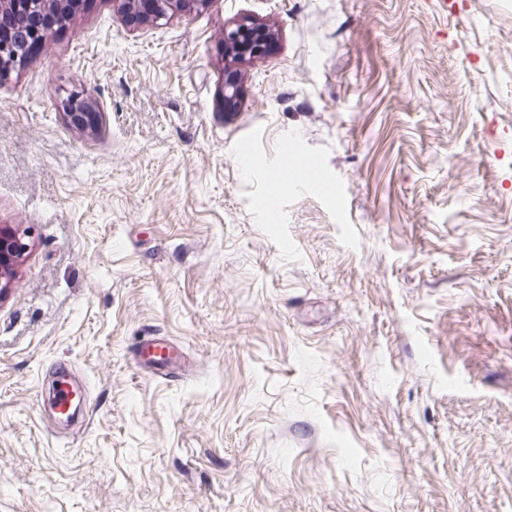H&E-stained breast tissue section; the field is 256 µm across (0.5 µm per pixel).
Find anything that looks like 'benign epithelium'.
<instances>
[{"mask_svg": "<svg viewBox=\"0 0 512 512\" xmlns=\"http://www.w3.org/2000/svg\"><path fill=\"white\" fill-rule=\"evenodd\" d=\"M128 17L141 23H159L190 7H203L208 0H120ZM78 0H0V13L25 10L30 34L40 36L54 19L73 13ZM274 42L273 34L264 26L248 19L224 29V106L233 109L239 98L240 76L236 64L266 54ZM67 123L81 131L94 132L99 124V113L93 101L75 94L63 104ZM29 230L19 231L10 224L0 225V294L10 285V276L22 256L28 251Z\"/></svg>", "mask_w": 512, "mask_h": 512, "instance_id": "benign-epithelium-1", "label": "benign epithelium"}]
</instances>
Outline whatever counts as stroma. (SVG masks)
Here are the masks:
<instances>
[{
    "label": "stroma",
    "instance_id": "1",
    "mask_svg": "<svg viewBox=\"0 0 512 512\" xmlns=\"http://www.w3.org/2000/svg\"><path fill=\"white\" fill-rule=\"evenodd\" d=\"M1 224L0 512H512V0H87L0 77ZM209 0H120L127 18L135 17L140 23H159L189 7H203ZM274 42L273 34L264 26L245 19L224 30V106L233 109L239 98L240 76L236 64L266 54ZM63 114L67 123L81 131L94 132L99 124V112L88 97L75 94L63 104ZM29 234L28 229L19 232L10 224L0 225V294L9 288L15 266L29 249ZM136 362L148 373L159 378L180 371L185 354L182 348L165 336H143L136 345ZM72 369L67 365L60 366L54 386L55 405L61 415H68L75 411L84 401V394L69 380Z\"/></svg>",
    "mask_w": 512,
    "mask_h": 512
}]
</instances>
